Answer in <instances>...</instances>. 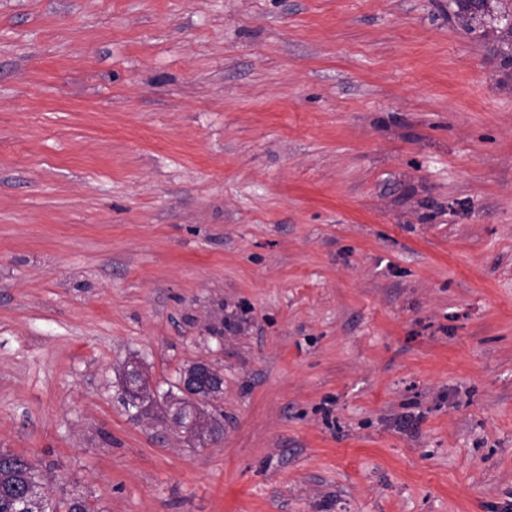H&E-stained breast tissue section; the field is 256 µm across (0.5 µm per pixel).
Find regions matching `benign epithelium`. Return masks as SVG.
Masks as SVG:
<instances>
[{"label": "benign epithelium", "instance_id": "benign-epithelium-1", "mask_svg": "<svg viewBox=\"0 0 512 512\" xmlns=\"http://www.w3.org/2000/svg\"><path fill=\"white\" fill-rule=\"evenodd\" d=\"M139 382L135 386L124 385L128 401L136 405L141 416L153 413L156 404L153 383L142 366H137ZM224 377L221 371L208 361H199L189 366L181 382V388L188 386L198 389L195 396V418L193 429L188 435L210 446L220 440L222 427L205 410L223 388Z\"/></svg>", "mask_w": 512, "mask_h": 512}]
</instances>
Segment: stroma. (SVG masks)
Listing matches in <instances>:
<instances>
[{
	"instance_id": "obj_1",
	"label": "stroma",
	"mask_w": 512,
	"mask_h": 512,
	"mask_svg": "<svg viewBox=\"0 0 512 512\" xmlns=\"http://www.w3.org/2000/svg\"><path fill=\"white\" fill-rule=\"evenodd\" d=\"M455 10L0 0V448L47 495L512 512L511 50ZM200 360L205 449L121 391Z\"/></svg>"
}]
</instances>
